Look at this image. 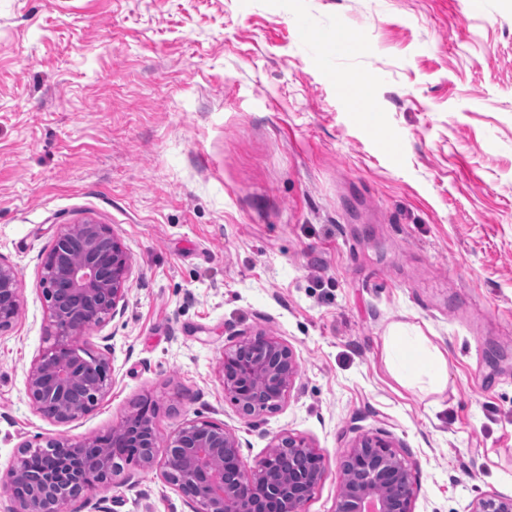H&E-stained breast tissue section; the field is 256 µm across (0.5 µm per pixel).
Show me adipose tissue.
<instances>
[{
  "label": "adipose tissue",
  "instance_id": "adipose-tissue-1",
  "mask_svg": "<svg viewBox=\"0 0 512 512\" xmlns=\"http://www.w3.org/2000/svg\"><path fill=\"white\" fill-rule=\"evenodd\" d=\"M387 347L390 370L399 381L411 384L424 377L437 388L446 384L444 357L426 337L409 335L400 327L389 336Z\"/></svg>",
  "mask_w": 512,
  "mask_h": 512
}]
</instances>
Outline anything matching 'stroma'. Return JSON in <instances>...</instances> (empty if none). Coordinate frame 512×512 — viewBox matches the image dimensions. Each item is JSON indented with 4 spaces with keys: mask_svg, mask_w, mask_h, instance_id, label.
<instances>
[{
    "mask_svg": "<svg viewBox=\"0 0 512 512\" xmlns=\"http://www.w3.org/2000/svg\"><path fill=\"white\" fill-rule=\"evenodd\" d=\"M86 222L132 274L82 340L112 389L59 425L26 394L40 269ZM0 259L22 282L0 474L22 442L106 434L149 397L159 437L223 423L249 470L304 438L323 468L305 512H334L362 434L414 465V512L512 497V0H0ZM399 324L442 351V390L390 372ZM259 330L300 373L249 425L219 369L230 332ZM163 469L129 461L96 494L190 512Z\"/></svg>",
    "mask_w": 512,
    "mask_h": 512,
    "instance_id": "1",
    "label": "stroma"
}]
</instances>
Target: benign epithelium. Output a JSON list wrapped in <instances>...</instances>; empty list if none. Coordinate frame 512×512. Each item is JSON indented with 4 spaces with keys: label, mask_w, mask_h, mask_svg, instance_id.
<instances>
[{
    "label": "benign epithelium",
    "mask_w": 512,
    "mask_h": 512,
    "mask_svg": "<svg viewBox=\"0 0 512 512\" xmlns=\"http://www.w3.org/2000/svg\"><path fill=\"white\" fill-rule=\"evenodd\" d=\"M131 272V258L109 225L61 227L41 270L51 344L34 358L27 377V397L44 417L69 423L112 388L108 357L87 353L79 342L123 314ZM21 288L17 271L0 259V333L16 322ZM299 373L293 350L263 331L233 334L219 370L224 396L248 421L279 410ZM156 412L145 397L105 435L21 444L17 462L0 477L10 512H71L74 502L89 503L94 490L113 481L121 462L135 458L152 467L159 447ZM162 477L191 512H303L322 465L305 440L280 434L250 472L238 437L222 423L197 417L166 436ZM413 501L409 462L383 437H357L345 453L335 512H414ZM472 512H512V498L486 494Z\"/></svg>",
    "instance_id": "obj_1"
}]
</instances>
